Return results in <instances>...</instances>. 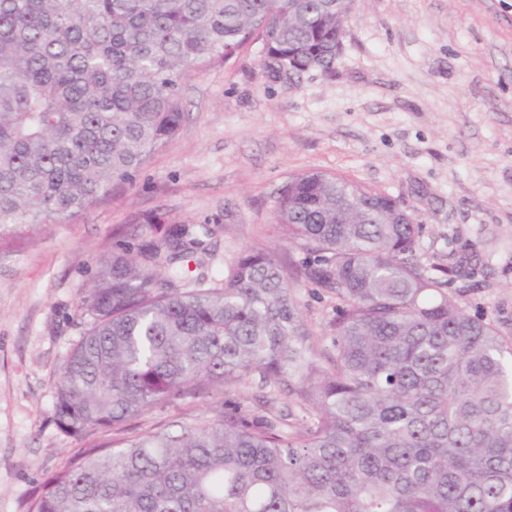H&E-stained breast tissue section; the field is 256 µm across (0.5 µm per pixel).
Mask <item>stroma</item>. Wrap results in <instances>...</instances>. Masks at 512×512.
<instances>
[{
	"instance_id": "obj_1",
	"label": "stroma",
	"mask_w": 512,
	"mask_h": 512,
	"mask_svg": "<svg viewBox=\"0 0 512 512\" xmlns=\"http://www.w3.org/2000/svg\"><path fill=\"white\" fill-rule=\"evenodd\" d=\"M346 29L327 74L269 69L257 41L191 72L181 129L133 184L0 247V512H27L84 446L52 409L97 260L205 224L188 279L220 286L247 248L301 265L274 216L293 176L344 174L406 206L424 261L470 258L450 284L461 307L512 336V0H354ZM290 285L321 339L333 301Z\"/></svg>"
}]
</instances>
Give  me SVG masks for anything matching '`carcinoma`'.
<instances>
[{"label":"carcinoma","instance_id":"cac0c4a2","mask_svg":"<svg viewBox=\"0 0 512 512\" xmlns=\"http://www.w3.org/2000/svg\"><path fill=\"white\" fill-rule=\"evenodd\" d=\"M262 30L266 57L335 61L336 0H0V240L130 184L179 131L183 78ZM343 175L288 181L275 219L334 301L317 352L288 272L247 251L220 287L184 276L188 224L98 261L90 323L53 419L90 439L259 377L305 416L232 399L178 431L83 449L27 512H512V338L460 306L418 253L413 213Z\"/></svg>","mask_w":512,"mask_h":512}]
</instances>
